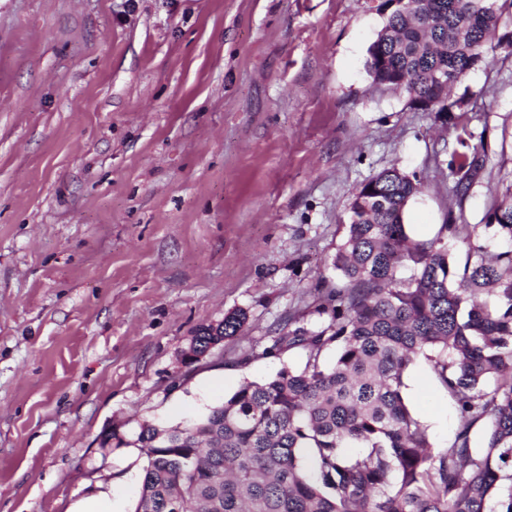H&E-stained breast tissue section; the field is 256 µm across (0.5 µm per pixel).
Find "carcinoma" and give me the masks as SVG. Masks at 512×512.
<instances>
[{"label": "carcinoma", "instance_id": "1", "mask_svg": "<svg viewBox=\"0 0 512 512\" xmlns=\"http://www.w3.org/2000/svg\"><path fill=\"white\" fill-rule=\"evenodd\" d=\"M499 0H421L389 11L368 48L373 81L446 110L438 78L452 86L486 59ZM474 162L452 168L465 197ZM420 182L396 167L354 194L332 265V288L310 327L288 321V346L303 367L242 384L185 427L144 422L115 447L147 457L135 512H512V202L492 205L486 224H446L448 236L406 231ZM502 239L488 256L482 232ZM466 245L463 266L452 246ZM242 309L199 327L196 346L232 339ZM336 349L324 365L323 352ZM459 413L450 445L435 450L407 407L405 374L418 355Z\"/></svg>", "mask_w": 512, "mask_h": 512}]
</instances>
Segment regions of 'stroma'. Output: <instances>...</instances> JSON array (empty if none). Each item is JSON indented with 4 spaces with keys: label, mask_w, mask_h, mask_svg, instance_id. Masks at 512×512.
<instances>
[{
    "label": "stroma",
    "mask_w": 512,
    "mask_h": 512,
    "mask_svg": "<svg viewBox=\"0 0 512 512\" xmlns=\"http://www.w3.org/2000/svg\"><path fill=\"white\" fill-rule=\"evenodd\" d=\"M382 0H0V512L138 501L113 427L198 419L306 353L358 187L395 166L414 238L481 224L512 187V48L450 119L373 83ZM474 147L465 199L450 163ZM243 335L193 369L198 327ZM405 399L434 448L459 415L417 357ZM247 321V313L242 309L235 310L224 316V321L216 324H208L199 327L194 335L196 346L199 350L205 351L210 347L211 344L232 339L238 336L245 328ZM217 345H212L208 350L202 354H194L187 351L191 357H193L192 364H185V367H192L199 361H201L210 351Z\"/></svg>",
    "instance_id": "stroma-1"
}]
</instances>
